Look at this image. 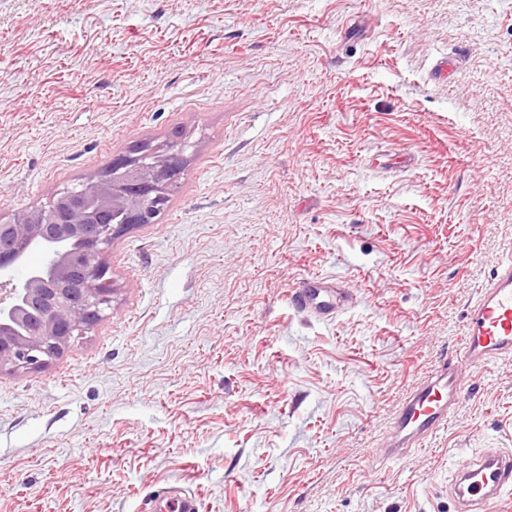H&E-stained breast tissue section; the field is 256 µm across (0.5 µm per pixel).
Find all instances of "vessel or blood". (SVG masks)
Wrapping results in <instances>:
<instances>
[{
  "label": "vessel or blood",
  "mask_w": 512,
  "mask_h": 512,
  "mask_svg": "<svg viewBox=\"0 0 512 512\" xmlns=\"http://www.w3.org/2000/svg\"><path fill=\"white\" fill-rule=\"evenodd\" d=\"M298 310L319 317L333 315L351 300L340 283L304 280L289 296ZM466 336L458 356L435 368L395 407L376 452L378 463L403 460L448 429L464 393L462 366L479 367L512 359V255L499 259L488 284L466 316ZM456 500L471 512H486L512 488V454L492 451L464 461L457 469Z\"/></svg>",
  "instance_id": "b4317fda"
}]
</instances>
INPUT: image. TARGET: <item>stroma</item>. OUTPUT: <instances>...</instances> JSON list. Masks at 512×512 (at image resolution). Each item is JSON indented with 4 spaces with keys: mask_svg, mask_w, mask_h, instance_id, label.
Listing matches in <instances>:
<instances>
[{
    "mask_svg": "<svg viewBox=\"0 0 512 512\" xmlns=\"http://www.w3.org/2000/svg\"><path fill=\"white\" fill-rule=\"evenodd\" d=\"M178 128L109 315L0 373V512H455L458 462L512 453V361L369 459L512 251V0H0V221ZM313 277L352 305L293 309Z\"/></svg>",
    "mask_w": 512,
    "mask_h": 512,
    "instance_id": "1",
    "label": "stroma"
}]
</instances>
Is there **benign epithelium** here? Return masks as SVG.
<instances>
[{
    "mask_svg": "<svg viewBox=\"0 0 512 512\" xmlns=\"http://www.w3.org/2000/svg\"><path fill=\"white\" fill-rule=\"evenodd\" d=\"M178 140L137 144L49 205L0 222V371L40 369L73 348L112 308L116 291L102 255L132 225L154 224L165 210ZM32 248L46 260L16 281L13 266Z\"/></svg>",
    "mask_w": 512,
    "mask_h": 512,
    "instance_id": "1",
    "label": "benign epithelium"
}]
</instances>
